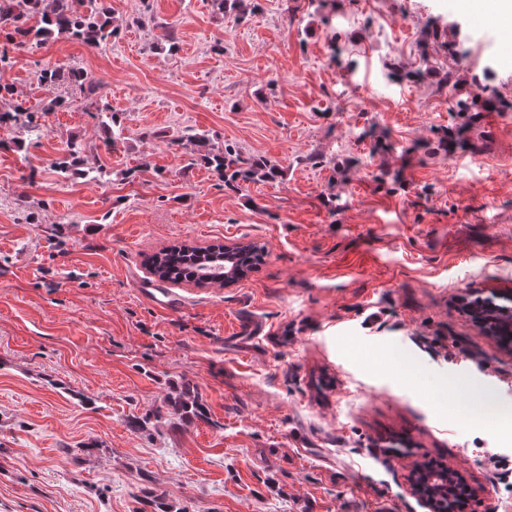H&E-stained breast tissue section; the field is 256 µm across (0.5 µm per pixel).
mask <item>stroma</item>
I'll return each mask as SVG.
<instances>
[{
    "instance_id": "obj_1",
    "label": "stroma",
    "mask_w": 512,
    "mask_h": 512,
    "mask_svg": "<svg viewBox=\"0 0 512 512\" xmlns=\"http://www.w3.org/2000/svg\"><path fill=\"white\" fill-rule=\"evenodd\" d=\"M107 4L112 44L53 39L0 71L32 106L42 68H81L123 128L108 148L79 103L39 113L37 140L0 126V512H159L147 488L177 512H429L409 483L428 459L478 488L467 512H505L512 430L466 408H512V349L460 298L512 295V112L464 127L449 107L512 99V34L461 0ZM195 133L283 179L226 189ZM182 242L265 255L225 286L159 281L149 257ZM186 381L206 419L169 412ZM469 20L471 24L478 29L492 27L504 34L512 32V14H492L476 9L467 3ZM454 105L450 110L459 114L468 112H483L490 108H496L502 111H512V101L498 97H485L479 92H470L465 97L454 96ZM467 413L470 419L477 424H484L496 419L503 427H508L509 417L512 422V410L509 412L507 409L500 407L489 395L485 396L474 407L470 406Z\"/></svg>"
}]
</instances>
